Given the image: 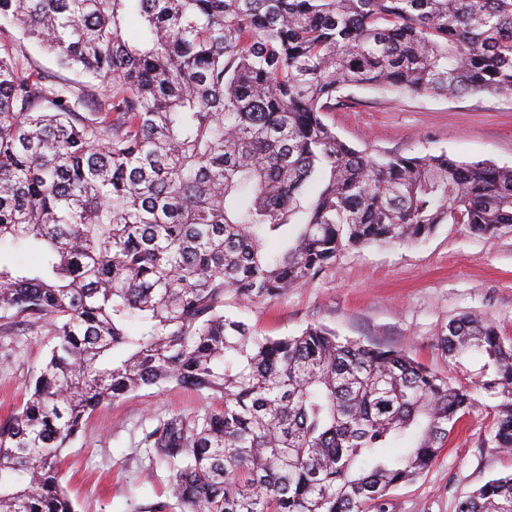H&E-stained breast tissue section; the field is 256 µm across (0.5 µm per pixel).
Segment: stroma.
<instances>
[{
  "label": "stroma",
  "mask_w": 512,
  "mask_h": 512,
  "mask_svg": "<svg viewBox=\"0 0 512 512\" xmlns=\"http://www.w3.org/2000/svg\"><path fill=\"white\" fill-rule=\"evenodd\" d=\"M343 98L325 120L356 148L379 156L444 152L512 167V94L444 99L351 89ZM224 310L274 338L315 324L403 349L454 379L457 371L437 346L449 320L476 311L512 339V233L487 239L468 225L443 224L416 244L349 248L305 286L258 303L230 296ZM54 343L45 327L0 334V418L22 404ZM215 406L207 392L167 383L96 408L63 453V484L78 512H144L156 502L181 512L172 471L142 438L157 419ZM493 428L488 411L467 416L432 467L392 491L391 512H456L467 493L512 474V453L488 442Z\"/></svg>",
  "instance_id": "stroma-1"
}]
</instances>
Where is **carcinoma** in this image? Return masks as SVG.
Listing matches in <instances>:
<instances>
[{
	"mask_svg": "<svg viewBox=\"0 0 512 512\" xmlns=\"http://www.w3.org/2000/svg\"><path fill=\"white\" fill-rule=\"evenodd\" d=\"M0 326L56 342L0 422V512H77L63 451L99 405L174 383L220 402L158 421L146 447L182 512H388L464 417L512 451V341L470 313L441 351L321 325L263 336L225 296H280L341 251L441 224L512 231V167L376 157L324 120L347 89L512 92V0H0ZM74 83L38 68L24 41ZM280 239L284 247L269 252ZM458 512H512V474Z\"/></svg>",
	"mask_w": 512,
	"mask_h": 512,
	"instance_id": "obj_1",
	"label": "carcinoma"
}]
</instances>
